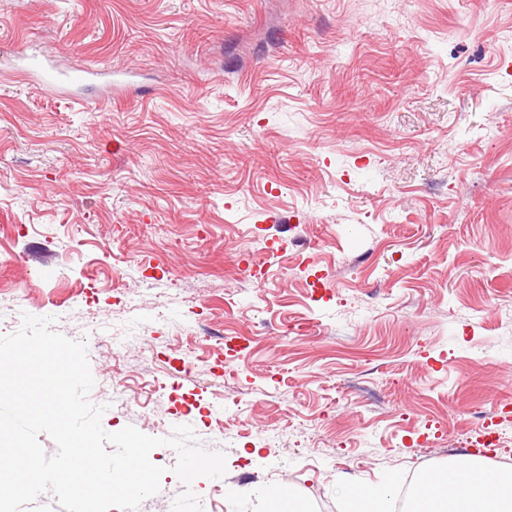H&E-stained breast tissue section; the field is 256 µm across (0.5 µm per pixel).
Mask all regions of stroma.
Listing matches in <instances>:
<instances>
[{"label": "stroma", "mask_w": 512, "mask_h": 512, "mask_svg": "<svg viewBox=\"0 0 512 512\" xmlns=\"http://www.w3.org/2000/svg\"><path fill=\"white\" fill-rule=\"evenodd\" d=\"M31 52L135 73H0V319L86 340L95 404L129 380L106 431L190 421L204 512H395L488 438L512 469V0H0ZM25 59L26 61H22L10 72L26 84H37L43 89L62 90L71 84L97 82L101 88L112 92V85L117 88L122 84L117 79L118 73L112 69H76L62 72L38 56L31 55ZM350 512H375L380 499V492L374 487H353L345 491Z\"/></svg>", "instance_id": "obj_1"}]
</instances>
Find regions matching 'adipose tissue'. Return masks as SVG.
Returning <instances> with one entry per match:
<instances>
[{"label":"adipose tissue","instance_id":"adipose-tissue-1","mask_svg":"<svg viewBox=\"0 0 512 512\" xmlns=\"http://www.w3.org/2000/svg\"><path fill=\"white\" fill-rule=\"evenodd\" d=\"M410 512H512V470L491 472L482 462H451L416 481Z\"/></svg>","mask_w":512,"mask_h":512}]
</instances>
